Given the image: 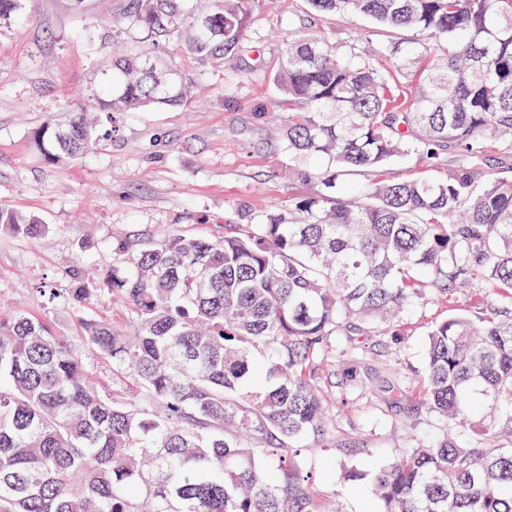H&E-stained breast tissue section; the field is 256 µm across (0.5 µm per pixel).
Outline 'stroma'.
I'll use <instances>...</instances> for the list:
<instances>
[{
  "mask_svg": "<svg viewBox=\"0 0 512 512\" xmlns=\"http://www.w3.org/2000/svg\"><path fill=\"white\" fill-rule=\"evenodd\" d=\"M126 0H26L23 19L0 23V210L40 216L50 226L43 239L0 235V310L23 311L56 320L68 335L78 333L76 318L63 302L47 305L44 284L59 292L71 286L70 273H89L98 289L89 311L112 322L121 318L107 292L112 273L113 234L134 235L168 227L194 234L221 235L238 221L236 205H247L254 220L269 209H288L298 198L318 193L314 182L294 172L282 143L257 119L258 106L273 107L279 94L250 57L228 56L203 63L183 54L179 41L163 45L191 74L198 95L184 106L121 113L117 125L99 121V141L85 155L51 164L37 153L32 131L48 119L65 120L67 109L85 104L98 87L95 61L146 41V32L124 13ZM329 33L342 50L369 53L388 40L409 41L411 31L387 32L368 19L321 17L307 0H257L246 34L267 67H274L296 27ZM458 165L455 154L439 165L414 159L387 165L388 182L442 179ZM89 241L87 249L78 244ZM480 282L454 289L447 300L428 299L403 324L405 342L385 347L370 339L357 357L344 358L382 368L422 366L427 328L458 312L480 310ZM408 397L387 407L367 397L337 406L339 431L357 441L339 452L305 448L316 471L336 477L341 512H377L362 487L341 484L345 469L373 459L381 464L408 447L402 423L417 411L418 437L440 428L418 412L421 385L407 381Z\"/></svg>",
  "mask_w": 512,
  "mask_h": 512,
  "instance_id": "1",
  "label": "stroma"
}]
</instances>
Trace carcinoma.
I'll return each mask as SVG.
<instances>
[{
	"label": "carcinoma",
	"mask_w": 512,
	"mask_h": 512,
	"mask_svg": "<svg viewBox=\"0 0 512 512\" xmlns=\"http://www.w3.org/2000/svg\"><path fill=\"white\" fill-rule=\"evenodd\" d=\"M308 2L425 41L362 56L320 31L292 33L273 82L290 109L284 148L318 194L259 224L239 204L240 223L217 238L177 227L112 238L119 325L86 313L96 289L82 272L66 296L77 338L44 317L0 318V512H325L298 447H347L335 417L350 394L390 406L407 397L397 370L345 368L337 393L325 369L368 338L402 343L408 311L474 280L483 310L424 338L420 406L441 433L344 480L369 478L380 512H512V178L481 167L490 143L512 137V0ZM254 6L129 0V18L160 38L188 32L184 51L209 61L247 51ZM24 9L0 0V20ZM98 67L100 112L192 97L190 75L154 42ZM97 138L83 108L31 142L58 163ZM449 152L461 163L444 179L372 180L342 194L349 176ZM0 233L37 238L49 226L0 211ZM87 352L112 362L125 390L99 391Z\"/></svg>",
	"instance_id": "carcinoma-1"
}]
</instances>
